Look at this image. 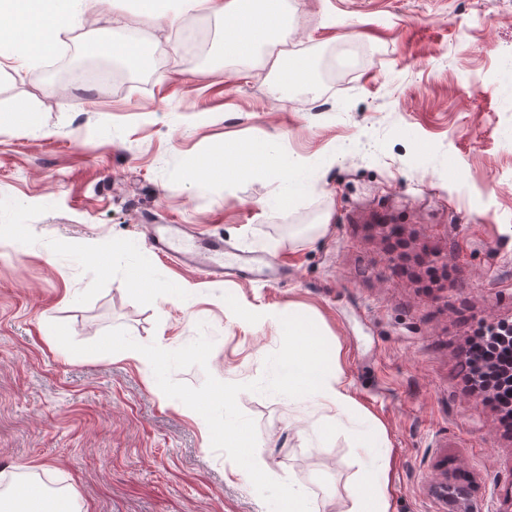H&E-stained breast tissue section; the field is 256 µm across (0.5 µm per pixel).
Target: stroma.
<instances>
[{"label": "stroma", "mask_w": 512, "mask_h": 512, "mask_svg": "<svg viewBox=\"0 0 512 512\" xmlns=\"http://www.w3.org/2000/svg\"><path fill=\"white\" fill-rule=\"evenodd\" d=\"M314 69L332 81L280 88L263 58H223L141 26L144 75L55 84L103 31L66 33L57 54L0 72V472L73 492L82 512H270L214 451L201 418L117 354L77 356L49 325L90 343L121 327L176 350L213 340L207 368L247 383L281 345L274 313L310 318L339 344L350 396L391 448L392 512H448L465 484L478 512H512V429L463 381L468 341L512 320V0H284ZM274 140L307 164L285 174L186 181L226 142ZM149 224H189L288 266L271 284L211 282L145 248ZM161 282L124 289L126 244ZM439 279H431V272ZM185 295L171 301L170 291ZM269 475L315 512H349L362 453L354 426L277 394L241 393Z\"/></svg>", "instance_id": "stroma-1"}]
</instances>
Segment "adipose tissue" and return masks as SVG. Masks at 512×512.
Returning a JSON list of instances; mask_svg holds the SVG:
<instances>
[{
	"instance_id": "ef3b65f1",
	"label": "adipose tissue",
	"mask_w": 512,
	"mask_h": 512,
	"mask_svg": "<svg viewBox=\"0 0 512 512\" xmlns=\"http://www.w3.org/2000/svg\"><path fill=\"white\" fill-rule=\"evenodd\" d=\"M136 16L147 26L173 30L183 16L204 12L223 23L220 51L223 57L247 60L268 39L285 34L281 0H135ZM101 23L104 30H118L124 17L111 7V0H0V60L16 68L40 63L56 54L63 33ZM301 165L280 157L273 146L261 149L224 146L209 160L187 174L193 183H207L227 176L266 174L271 170H300ZM282 329L289 339L288 354L276 361L271 379L273 389L292 399H303L333 411L335 420H355L359 411L348 393L338 364L339 348L326 344L317 325L289 313ZM367 465L351 487V512H390V483L387 465L374 430L358 432ZM12 504H31L34 512H79L67 493L34 491L30 482L14 484L7 496Z\"/></svg>"
}]
</instances>
